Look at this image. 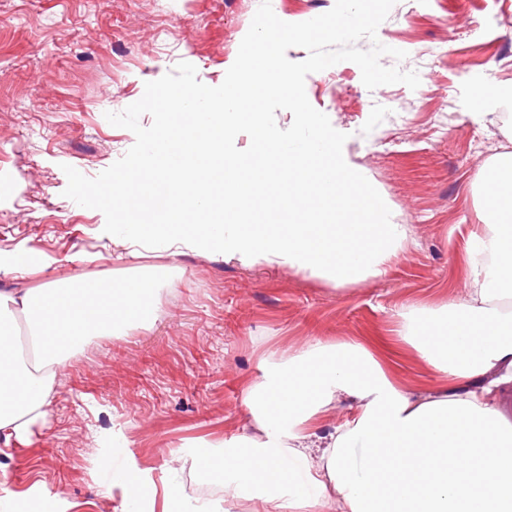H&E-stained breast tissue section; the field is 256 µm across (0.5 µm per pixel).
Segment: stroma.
<instances>
[{"mask_svg": "<svg viewBox=\"0 0 512 512\" xmlns=\"http://www.w3.org/2000/svg\"><path fill=\"white\" fill-rule=\"evenodd\" d=\"M260 0H0V252L26 251L28 273L0 270V291L59 279L108 281L166 265L174 279L149 327L100 338L63 362L47 422L0 439V493L27 512H118L108 437L155 485L178 468L187 497L252 512L197 473L198 447L255 436L246 391L270 353L358 341L411 396L449 380L401 342L413 304L465 302L466 251L483 222L474 184L511 142L512 0H397L377 30L416 71L367 89L349 61L309 74L311 105L348 136L344 153L404 224L407 240L377 278L337 289L287 267L244 266L206 250L131 256L102 212L65 197L64 166L97 176L134 134L106 115L182 61L222 83Z\"/></svg>", "mask_w": 512, "mask_h": 512, "instance_id": "1", "label": "stroma"}]
</instances>
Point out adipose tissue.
Instances as JSON below:
<instances>
[{
	"mask_svg": "<svg viewBox=\"0 0 512 512\" xmlns=\"http://www.w3.org/2000/svg\"><path fill=\"white\" fill-rule=\"evenodd\" d=\"M484 224L467 252L474 279L467 302L409 306L400 332L437 372L474 381L412 398L362 344L315 342L282 361L264 360L245 397L260 438L217 446L198 473L225 496L261 500L264 512H512V425L496 402L512 382V152L480 181ZM160 269L135 279L81 285L60 280L0 292V433L23 436L45 422L60 365L93 339L126 335L153 321ZM34 343L24 357L16 331ZM357 415L322 437L313 426L336 401ZM120 512H220L189 503L177 473L155 488L135 469L113 466Z\"/></svg>",
	"mask_w": 512,
	"mask_h": 512,
	"instance_id": "adipose-tissue-1",
	"label": "adipose tissue"
}]
</instances>
